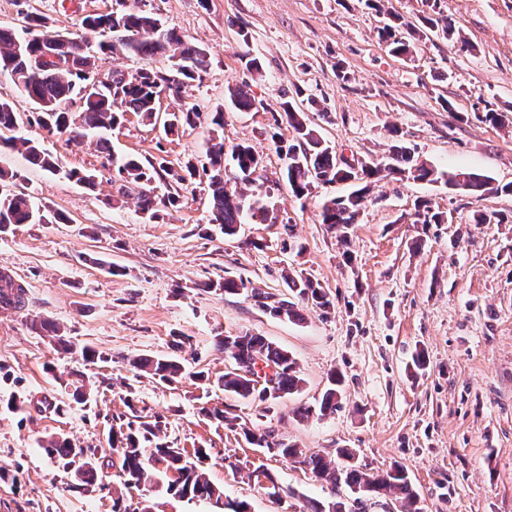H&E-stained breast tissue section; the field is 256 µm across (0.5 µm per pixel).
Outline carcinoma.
I'll use <instances>...</instances> for the list:
<instances>
[{
    "mask_svg": "<svg viewBox=\"0 0 512 512\" xmlns=\"http://www.w3.org/2000/svg\"><path fill=\"white\" fill-rule=\"evenodd\" d=\"M161 20L147 13L90 14L83 18L82 25L109 39L99 43V50L105 55L122 54L138 57L147 61L145 67L134 74L114 70L104 79L92 75L95 68V55L88 51L87 45L67 33L70 38L67 46L68 59L62 65H48L36 69L31 59L39 57L42 42L49 36L44 31L45 22L37 15L26 16L25 25L19 30L0 29V73L9 75L17 89L32 104L31 117L43 128L59 134L75 133L84 138L98 137L97 143L104 159L115 168L123 185L120 190L128 192L130 186L137 188V204L140 211L152 218H160V212L173 207L178 197L171 193H158L156 178L165 170L164 165L144 164L135 156L117 158L112 154L110 142L103 132L122 123L127 113H134L147 122L155 119V104L165 87L176 86L175 97H180L181 89L192 81L200 80L210 68V55L206 48L183 41L173 31L164 29L161 37L151 34V30ZM422 26L429 32L451 40L456 34L451 19L428 16L422 18ZM384 41H392L394 52H410V40L397 37V26L387 23L379 31ZM164 56L172 62L174 69L167 72L156 70L150 64L156 56ZM96 86V96H87L82 108L71 111L68 106L82 96L88 86ZM234 107L240 112L259 111L264 107L257 100L248 85L242 84L229 90ZM286 122L293 129L296 143L288 147H279L284 153L286 163L284 177L297 198L309 194L314 182L324 184L359 179L363 184L345 196L327 201L321 212L322 223L335 232L337 240L349 244L354 224L364 205L369 183L382 171H388L414 180L441 183L450 191L462 190L470 194H483L490 188L489 180L476 172L464 170L441 171L421 162L414 153L402 144L392 147L384 162L371 161L360 167V171L339 163L334 148L327 144L317 129L308 125L302 111L289 101L279 103ZM202 113L194 107H181L170 113L166 131L179 129L181 125L192 126L201 119ZM475 120L492 127L505 125L508 115L494 109H487L475 115ZM19 126V116L12 102L0 99V146L12 149L23 148L29 163L51 175H61L74 180L83 187H95L93 174L78 169L63 168L57 158L48 153L39 144L22 139L14 132ZM236 180L243 185H251L258 178L261 157L246 144H237L231 150ZM211 168L209 176L211 221L220 226L224 236L237 234L238 225L244 218L255 224L268 221L269 208L256 200L250 201L237 188L227 187L224 182V143L219 141L211 145L208 151ZM5 171L0 169V233L16 224H36L47 222L65 223L61 214L50 215L40 207L30 194L6 193L3 184ZM496 193L512 195V183L498 186ZM448 215L436 209L432 202L419 200L414 205V223L445 224ZM285 282L294 300L280 299L269 302L270 295L247 287L244 281L226 279L214 286L205 284V288L224 291L228 294L244 293L254 305L270 314L289 321L301 318L298 304L304 303L323 312L333 306L325 289L310 276L295 273L285 277ZM24 286L9 276L0 277V304L21 309L25 306ZM32 328L49 339L64 352L73 350V344L60 333V328L49 320L32 324ZM229 360V366L216 379L202 371L189 373L194 380L214 383L225 393L235 397L258 402L262 411H271L270 402L263 390L257 387V381L246 375L261 361L267 367L276 369V385L280 397L293 395L301 390L303 379L299 376L295 359L286 350L276 346L266 337L249 330H241L228 335L220 341ZM138 372H144L164 383H171L186 374L185 365L177 358H156L140 356L130 361ZM341 376L331 375V387L326 389L319 402V413L334 414L340 408ZM159 421L142 422L138 427H129V432L110 429L109 438L112 447L121 457V470L124 485H146L153 481L155 471L152 462L156 458L165 461V470L176 471L179 478L169 481L167 491L179 498L190 500H213L224 502V512H249V504L244 501L224 498V489L213 484L206 473L205 461L211 459L204 448H196L188 454L184 448L159 437ZM243 435L248 444L261 448L273 457H280L298 465L315 477L330 485L333 494L342 493L352 498V505L346 506L341 500H329L316 503L313 512H366V501L381 492L394 494L402 500V512H421L418 496L413 491L406 470L392 465L386 470L371 473L367 467L349 462L354 457L350 448H339L336 458L328 459L322 454L278 438L268 429H245ZM47 456L66 466L78 464L82 485L91 487L98 470V461L83 463V457L92 456L85 448H79L68 438L52 436L42 444Z\"/></svg>",
    "mask_w": 512,
    "mask_h": 512,
    "instance_id": "obj_1",
    "label": "carcinoma"
}]
</instances>
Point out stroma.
<instances>
[{
	"label": "stroma",
	"instance_id": "35a3bbf8",
	"mask_svg": "<svg viewBox=\"0 0 512 512\" xmlns=\"http://www.w3.org/2000/svg\"><path fill=\"white\" fill-rule=\"evenodd\" d=\"M403 23L440 12L461 41L428 35L411 52L393 55L377 28L381 14L365 0H0V28L20 29L26 15L47 20L48 32L79 34L97 49L98 32L84 16L102 12L155 15L183 40L204 46L211 68L185 86L166 109L193 106L200 124L165 133L133 114L112 130L114 154L165 159L158 186L179 197L160 218L142 214L135 196L119 191L115 170L103 167L95 137L67 143L31 122L29 102L8 75L0 98L22 117L19 136L38 142L67 169L95 175V190L50 175L18 149L0 151V166L17 172L14 193L67 216L64 224H20L0 235V272L26 290L23 309L0 307V465L20 467L17 486L0 482V512H112V495L148 502L153 512H218L209 500L167 493L165 484L124 488L121 458L108 443L110 426L161 418L166 440L209 449L213 483L251 512H310L332 494L312 474L249 445L243 428L274 430L328 457L353 449L374 470L407 468L422 512H512V196L451 193L438 183L380 175L350 238L356 261L345 265L334 233L320 221L324 202L347 194L349 183L313 184L294 197L282 177L277 144L293 132L279 114L290 99L353 163L385 160L397 142L441 169L512 182V126L454 120L453 112L512 110V0H385ZM257 58L260 72L246 61ZM246 83L262 99L259 112L236 111L229 87ZM223 110V126L208 115ZM240 143L262 159L249 197H267L271 218L242 224L225 238L210 221L208 181L180 183L186 163L202 166L210 144ZM450 213L447 224L414 223L416 200ZM510 216L507 224H475L474 212ZM419 254H412L414 241ZM121 269L114 275L106 264ZM311 275L334 302L328 313L302 308L288 321L241 295L205 291L208 282L244 280L285 299L284 273ZM57 323L74 344L55 349L32 321ZM249 330L291 353L304 379L300 393L261 414L255 403L203 390L191 379L168 384L136 372L142 355L181 357L187 370L223 373L224 336ZM100 357L87 362L81 347ZM426 368L411 369L415 350ZM83 374L91 394L73 402L60 373ZM344 377L341 407L326 417H296L315 405L331 372ZM23 401L8 409L9 398ZM68 403L65 414L55 405ZM227 411L229 423L208 417ZM56 434L108 460L98 491L78 489L73 471L49 459L40 444ZM269 471L281 489L272 500L249 482V470Z\"/></svg>",
	"mask_w": 512,
	"mask_h": 512
}]
</instances>
